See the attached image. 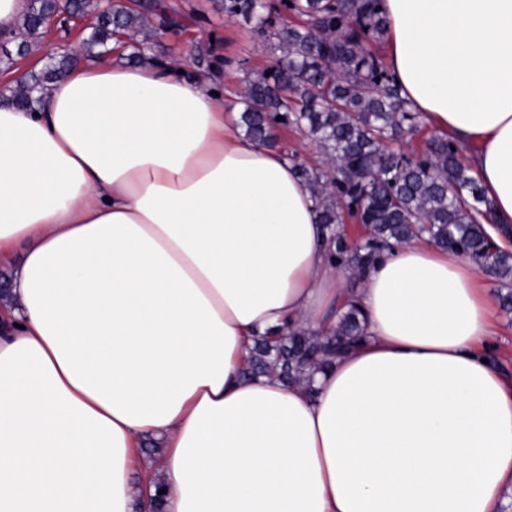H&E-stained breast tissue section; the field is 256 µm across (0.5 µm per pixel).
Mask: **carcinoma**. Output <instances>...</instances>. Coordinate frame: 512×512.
<instances>
[{
  "label": "carcinoma",
  "mask_w": 512,
  "mask_h": 512,
  "mask_svg": "<svg viewBox=\"0 0 512 512\" xmlns=\"http://www.w3.org/2000/svg\"><path fill=\"white\" fill-rule=\"evenodd\" d=\"M224 14L241 17L264 38L269 63L238 93L245 134L269 148L287 149L278 132L295 128L320 150L323 166L298 165L311 189L320 222L329 232L336 267L360 279L383 251L395 244L428 240L472 259L496 283L504 312L512 313V254H489L490 238L479 216L491 201L465 162V148L436 133L424 147L409 148L420 115L410 108L383 58L364 47L387 36L381 0H220ZM90 15L91 32L80 53L98 55L115 37L128 40L138 62L142 50L165 48L163 38L183 29L172 10L102 0H29L22 19L27 34L39 33L47 15ZM73 66V56L53 59L30 73L13 92L32 109L49 85ZM364 228L354 246L345 219ZM364 339L361 311L354 305L336 313L329 336L291 332L272 344L255 340L246 372L278 371L289 383H311L308 371L328 364L331 354L354 349Z\"/></svg>",
  "instance_id": "cac0c4a2"
}]
</instances>
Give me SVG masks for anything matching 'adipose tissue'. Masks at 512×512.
Masks as SVG:
<instances>
[{
    "label": "adipose tissue",
    "instance_id": "ef3b65f1",
    "mask_svg": "<svg viewBox=\"0 0 512 512\" xmlns=\"http://www.w3.org/2000/svg\"><path fill=\"white\" fill-rule=\"evenodd\" d=\"M387 64L512 227V0H383ZM237 97L148 54L0 102V512H501L512 378L469 258L414 240L348 287L309 186ZM366 336L312 387L260 334ZM157 442L156 457L141 455Z\"/></svg>",
    "mask_w": 512,
    "mask_h": 512
}]
</instances>
